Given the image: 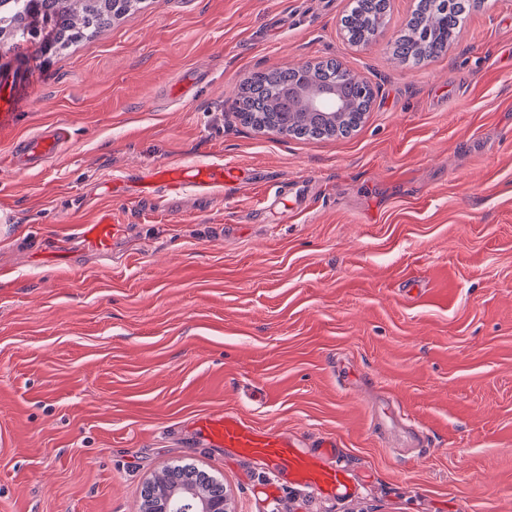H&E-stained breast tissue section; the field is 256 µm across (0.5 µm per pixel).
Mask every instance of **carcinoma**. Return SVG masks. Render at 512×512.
<instances>
[{"label":"carcinoma","mask_w":512,"mask_h":512,"mask_svg":"<svg viewBox=\"0 0 512 512\" xmlns=\"http://www.w3.org/2000/svg\"><path fill=\"white\" fill-rule=\"evenodd\" d=\"M132 0H0V25L23 38L32 22L40 18L57 38L73 33L95 32L131 6ZM467 0H420L418 10L395 39L392 56L400 63L436 55L456 32L466 14ZM387 16V0H352L344 19L345 36L352 44L368 40ZM347 70L333 60L301 69L256 72L244 83L235 100L240 121L258 130H284L292 136L324 139L349 134L357 128L371 100L359 96L345 79ZM301 84L334 86L353 101L352 110L336 123L320 111L304 112L294 106L288 90ZM197 487L209 494L224 492V484L193 468H169L155 476L145 497L155 502L158 491Z\"/></svg>","instance_id":"cac0c4a2"}]
</instances>
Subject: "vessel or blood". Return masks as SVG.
<instances>
[{"label": "vessel or blood", "mask_w": 512, "mask_h": 512, "mask_svg": "<svg viewBox=\"0 0 512 512\" xmlns=\"http://www.w3.org/2000/svg\"><path fill=\"white\" fill-rule=\"evenodd\" d=\"M67 140L64 126L48 127L17 141L13 157L34 164L57 155ZM233 178L231 170L220 163H161L145 177L141 193L151 195L159 186L174 191L220 192ZM81 230L83 237L105 252L123 234L124 226L111 214L102 213ZM195 428L208 446L263 465L267 476L260 491L272 499H280L288 486L313 491L324 499H349L357 492L334 438L322 437L307 444L285 432L258 428L236 410L207 413L196 420Z\"/></svg>", "instance_id": "b4317fda"}]
</instances>
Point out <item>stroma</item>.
Returning a JSON list of instances; mask_svg holds the SVG:
<instances>
[{"label":"stroma","instance_id":"1","mask_svg":"<svg viewBox=\"0 0 512 512\" xmlns=\"http://www.w3.org/2000/svg\"><path fill=\"white\" fill-rule=\"evenodd\" d=\"M349 3L137 0L0 52L30 102L0 130V512H139L183 464L235 512H512V0H475L404 66L414 0L365 46L342 37ZM326 58L374 91L348 137L262 133L226 104L244 75ZM55 124L68 149L16 171L14 142ZM160 162L237 178L140 197ZM103 210L127 226L107 256L76 231ZM224 409L336 438L357 496L266 499L261 464L193 425Z\"/></svg>","mask_w":512,"mask_h":512}]
</instances>
